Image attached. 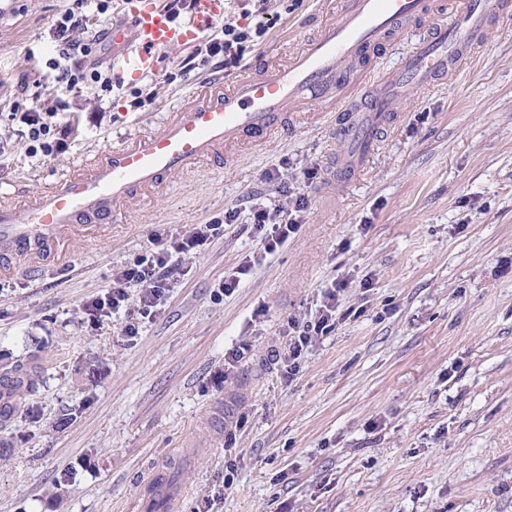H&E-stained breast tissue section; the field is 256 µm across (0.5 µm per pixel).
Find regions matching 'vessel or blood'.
Segmentation results:
<instances>
[{
	"label": "vessel or blood",
	"mask_w": 512,
	"mask_h": 512,
	"mask_svg": "<svg viewBox=\"0 0 512 512\" xmlns=\"http://www.w3.org/2000/svg\"><path fill=\"white\" fill-rule=\"evenodd\" d=\"M129 26L113 27V43L125 45L118 77L156 72L162 52L194 45L224 15V0H195L182 22L156 0H121ZM493 15L490 0H457L448 18L434 0H341L335 15L287 60H266L242 76L205 78L183 111L163 128L101 152L72 174L33 194L23 205L0 204V273L24 262L39 272L61 259L66 241L86 228L111 233L110 218L136 194L157 191L165 178L218 156L220 150L264 144L284 133L293 113L311 102L337 103L358 80L372 84L362 107L344 116L348 160L336 167L352 179L367 160L400 100L416 95L453 71L481 47ZM426 32L399 67L377 71L374 62L392 36L418 25Z\"/></svg>",
	"instance_id": "obj_1"
}]
</instances>
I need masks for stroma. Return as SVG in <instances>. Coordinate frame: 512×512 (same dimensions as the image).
I'll return each instance as SVG.
<instances>
[{
    "label": "stroma",
    "instance_id": "1",
    "mask_svg": "<svg viewBox=\"0 0 512 512\" xmlns=\"http://www.w3.org/2000/svg\"><path fill=\"white\" fill-rule=\"evenodd\" d=\"M336 2L227 0L225 19L267 29L229 71L299 48ZM77 3L10 0L0 14V203L159 131L201 79L228 71L181 77L177 47L110 97L58 90L37 63L55 57L54 25ZM60 101L65 149L29 157L10 105ZM343 143L335 112L317 107L261 149L125 204L111 237L87 230L40 275L0 278V372L35 363L41 379L0 428V512H149L144 482L160 462L182 512H512V19L453 78L404 101L338 182ZM303 193L305 222L275 251L223 223L173 254L178 273L137 336L123 333L126 313L86 315L116 269L172 237L249 197L288 211ZM331 291L335 328L296 370L275 361L289 319L313 320Z\"/></svg>",
    "mask_w": 512,
    "mask_h": 512
}]
</instances>
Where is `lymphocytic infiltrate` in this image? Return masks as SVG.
<instances>
[{"label":"lymphocytic infiltrate","instance_id":"obj_1","mask_svg":"<svg viewBox=\"0 0 512 512\" xmlns=\"http://www.w3.org/2000/svg\"><path fill=\"white\" fill-rule=\"evenodd\" d=\"M88 7L80 12L66 11L55 25V37L59 43L58 55L50 59L48 66L54 72L57 86L77 93L84 86L97 87L99 93L107 95L113 90L112 76L108 68L99 61L101 45L99 39L91 38L83 43H74V32L86 29L90 17L105 15L111 0H88ZM266 33L264 26L249 27L238 23H225L215 30L193 53L185 56L180 63L182 73H190L199 64L217 61L233 63L243 58L253 43ZM24 128V135L29 142L31 155L52 154L57 150L59 141L56 132L60 128L64 115L60 112H44L38 107H30L11 114ZM308 209L305 196L296 197L293 212L288 218H281L278 209H271L260 203L250 204L248 209L231 208L225 210L224 221L228 224L246 222L265 231L264 241L267 251H274L282 245L290 233L301 226ZM175 274L166 255H146L136 264L125 266L115 271L112 287L107 295L93 300L88 310L92 316L105 317L126 307L129 287L140 289L137 313L149 317L161 303L165 285ZM336 314L333 306H325L317 320L312 322L288 323V346L283 355L289 361L298 360L311 346L313 337L331 331L335 326Z\"/></svg>","mask_w":512,"mask_h":512}]
</instances>
